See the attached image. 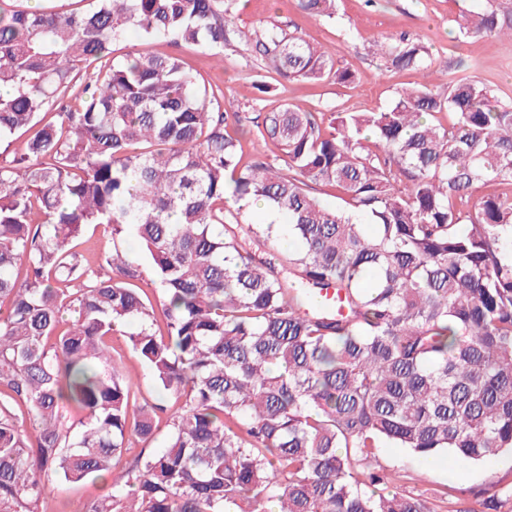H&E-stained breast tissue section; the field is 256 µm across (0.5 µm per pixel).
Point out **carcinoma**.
Masks as SVG:
<instances>
[{
    "label": "carcinoma",
    "mask_w": 512,
    "mask_h": 512,
    "mask_svg": "<svg viewBox=\"0 0 512 512\" xmlns=\"http://www.w3.org/2000/svg\"><path fill=\"white\" fill-rule=\"evenodd\" d=\"M14 2L0 0V142L24 136L0 162V512H39L90 476L107 490L84 512H434L388 489L377 449L512 455L511 107L466 78L445 93L426 78L379 112L285 103L256 123L277 152L246 159L223 92L139 49L224 51L222 0ZM334 3L297 0L313 16ZM459 30L512 37V21L470 12ZM246 44L283 81L354 78L275 24ZM384 58L425 71L429 52L403 34ZM260 202L285 223H238ZM91 225L112 246L90 260ZM116 333L153 402L112 360ZM161 413V449L133 453ZM505 505L448 494L449 512Z\"/></svg>",
    "instance_id": "cac0c4a2"
}]
</instances>
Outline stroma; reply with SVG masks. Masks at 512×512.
Here are the masks:
<instances>
[{"label":"stroma","instance_id":"1","mask_svg":"<svg viewBox=\"0 0 512 512\" xmlns=\"http://www.w3.org/2000/svg\"><path fill=\"white\" fill-rule=\"evenodd\" d=\"M483 9L512 19V0H336L330 19L311 17L297 7L296 0H224L229 26L252 31L274 23L287 34L315 40L338 65L354 71L355 79L349 84L328 78L317 83L278 80L275 74L266 73L251 47L238 41L225 46L220 60L206 47L176 46L163 39L145 42L144 48L156 55L180 56L202 85L222 90L233 101L240 117L238 136L249 157L275 150L272 140L253 135L256 113L286 102L314 112H377L396 92L419 83V71L388 68L371 51L373 43L387 46L404 33L428 49L433 69L468 78L489 89L497 104L512 106V41L465 38L459 32L464 12ZM259 79L271 85V95L259 96L254 87ZM377 459L384 471L401 473L394 491L427 499L436 512H447L441 493L450 485L458 501L465 504L492 482L499 484L504 495L512 494V456L507 454L469 467L457 466L448 455L426 467L402 448L378 449ZM102 492L101 481L85 479L56 493L43 512H82Z\"/></svg>","mask_w":512,"mask_h":512}]
</instances>
